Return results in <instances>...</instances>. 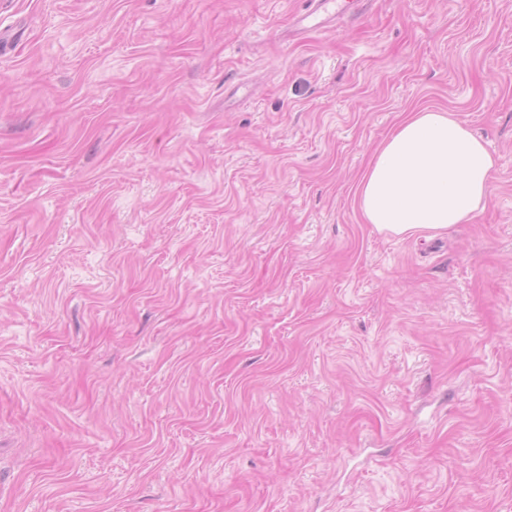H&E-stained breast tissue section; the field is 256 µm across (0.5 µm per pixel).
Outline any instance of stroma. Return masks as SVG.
Here are the masks:
<instances>
[{
	"mask_svg": "<svg viewBox=\"0 0 512 512\" xmlns=\"http://www.w3.org/2000/svg\"><path fill=\"white\" fill-rule=\"evenodd\" d=\"M0 0V512H512V0ZM496 159L364 223L403 113ZM311 7L302 14L294 15L292 25L298 33L323 28L348 14L342 2L345 0H309ZM495 166L486 144L452 112H409L361 179L358 207L380 233L447 232L485 206Z\"/></svg>",
	"mask_w": 512,
	"mask_h": 512,
	"instance_id": "obj_1",
	"label": "stroma"
}]
</instances>
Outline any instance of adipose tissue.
Segmentation results:
<instances>
[{"label": "adipose tissue", "instance_id": "ef3b65f1", "mask_svg": "<svg viewBox=\"0 0 512 512\" xmlns=\"http://www.w3.org/2000/svg\"><path fill=\"white\" fill-rule=\"evenodd\" d=\"M496 161L453 113H407L377 150L357 189L365 223L397 237H428L471 221Z\"/></svg>", "mask_w": 512, "mask_h": 512}]
</instances>
